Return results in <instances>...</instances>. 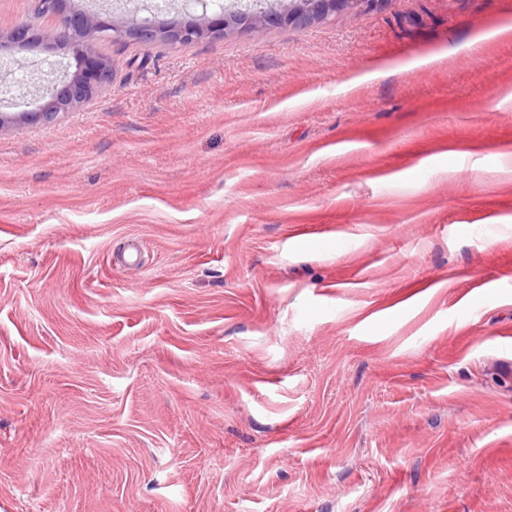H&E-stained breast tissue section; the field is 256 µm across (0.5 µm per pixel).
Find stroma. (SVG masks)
<instances>
[{
	"mask_svg": "<svg viewBox=\"0 0 512 512\" xmlns=\"http://www.w3.org/2000/svg\"><path fill=\"white\" fill-rule=\"evenodd\" d=\"M506 17L99 39L1 128L0 512H512Z\"/></svg>",
	"mask_w": 512,
	"mask_h": 512,
	"instance_id": "1",
	"label": "stroma"
}]
</instances>
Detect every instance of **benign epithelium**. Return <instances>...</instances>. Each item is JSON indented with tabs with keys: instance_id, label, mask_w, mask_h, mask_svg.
Here are the masks:
<instances>
[{
	"instance_id": "7a95c632",
	"label": "benign epithelium",
	"mask_w": 512,
	"mask_h": 512,
	"mask_svg": "<svg viewBox=\"0 0 512 512\" xmlns=\"http://www.w3.org/2000/svg\"><path fill=\"white\" fill-rule=\"evenodd\" d=\"M77 0H38V10L41 15L55 19L54 26L38 33L27 21L16 24L4 36H0V46H28L47 38L59 48L76 40L90 41L93 39L118 40L134 37V34L145 32L149 38L141 40L146 46L157 41L183 42L216 33L223 26V12L207 11V0H198L202 4V13L188 21H179L161 29L147 19L117 22L109 12H100L75 5ZM379 0H322L326 11L332 12L337 8L370 9ZM83 65L71 73L64 69L54 74V78L46 82L35 83V97L41 104L32 111L20 112L14 115L0 113V127L20 118L29 122L48 121L62 112H71L86 100L100 96L108 89L112 78V61L100 57L86 45L83 50Z\"/></svg>"
}]
</instances>
